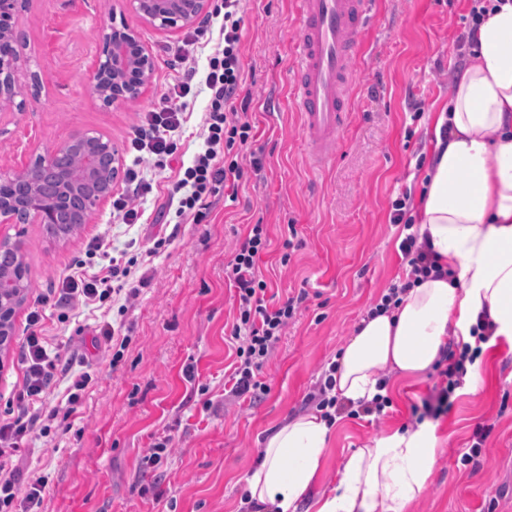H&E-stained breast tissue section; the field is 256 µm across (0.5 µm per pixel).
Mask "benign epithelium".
Segmentation results:
<instances>
[{
	"mask_svg": "<svg viewBox=\"0 0 512 512\" xmlns=\"http://www.w3.org/2000/svg\"><path fill=\"white\" fill-rule=\"evenodd\" d=\"M25 0H0V91L16 90L25 86V71L20 53L13 48L7 37L14 33V22L18 8ZM133 10L158 24L161 29H178L191 21L207 5V0H130ZM104 59L99 61L94 75V91L106 105L122 102L127 99L129 89L143 88L153 71V61L142 46L137 32L126 23L121 27L112 28V33L104 37L102 50ZM98 146L97 153L89 157L92 167H100L104 155H109L112 169H118L117 152L110 142L101 137H93ZM70 144L47 155L39 156L34 161L38 165L40 184L49 189L46 180L49 172L56 166L58 156L66 151ZM22 196L16 190L14 196L0 195V224H49L56 218L61 202L52 201L48 205L31 204L21 207L17 199ZM17 306L0 305V347L1 340L11 335L5 325L12 324Z\"/></svg>",
	"mask_w": 512,
	"mask_h": 512,
	"instance_id": "7a95c632",
	"label": "benign epithelium"
}]
</instances>
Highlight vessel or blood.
<instances>
[{
  "mask_svg": "<svg viewBox=\"0 0 512 512\" xmlns=\"http://www.w3.org/2000/svg\"><path fill=\"white\" fill-rule=\"evenodd\" d=\"M376 0H300L294 100L314 166H321L348 120L359 57Z\"/></svg>",
  "mask_w": 512,
  "mask_h": 512,
  "instance_id": "1",
  "label": "vessel or blood"
}]
</instances>
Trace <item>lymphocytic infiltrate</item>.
<instances>
[{"instance_id": "f902f5d3", "label": "lymphocytic infiltrate", "mask_w": 512, "mask_h": 512, "mask_svg": "<svg viewBox=\"0 0 512 512\" xmlns=\"http://www.w3.org/2000/svg\"><path fill=\"white\" fill-rule=\"evenodd\" d=\"M243 0H224V21L219 28V43L208 60L203 82L210 91V99L203 126V141L191 162L181 166L168 192V203L174 206L177 223L198 217L209 208L210 198L223 190L235 187L243 175L244 165L261 170L258 156L243 159L241 151L251 137L248 103L241 100L242 61L240 56ZM191 76H184L171 85L164 94L160 107L145 114L135 127L130 149L137 158L148 157L156 167L170 162L177 151L183 126L190 107ZM392 223L402 225L405 235L399 244L406 266L405 279L391 284L381 294L375 306L387 308L399 294L418 280L443 277L446 271L427 241L421 240L412 218L406 215V203L394 204ZM269 246L267 228L250 225L225 267V276L235 290L237 314L230 330L234 342L235 363L232 372L233 397L258 399L268 391L258 375L280 342L298 309L308 299L306 291L288 297L277 305L265 301L266 282L256 269L257 260ZM145 277L137 275L132 263L111 256L103 239H93L87 246L86 258L76 271L65 276L59 284V301H73L91 306L108 299L120 300L138 295L145 285ZM43 316L31 311L27 316L30 329L21 346L24 381L16 395L18 402L32 406L42 402L45 392L57 374H68L71 392L67 399V414H74L79 394L90 381L88 373H68L61 354L47 343L42 328ZM469 344L460 343L446 351L435 364L439 377L421 403L413 405L417 420L436 419L447 414L452 397L464 383L465 362L470 358ZM45 484L32 478L20 482L11 460L0 458V512H40Z\"/></svg>"}]
</instances>
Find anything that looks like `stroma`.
Masks as SVG:
<instances>
[{
  "label": "stroma",
  "mask_w": 512,
  "mask_h": 512,
  "mask_svg": "<svg viewBox=\"0 0 512 512\" xmlns=\"http://www.w3.org/2000/svg\"><path fill=\"white\" fill-rule=\"evenodd\" d=\"M379 22L355 62L352 112L331 158L314 169L293 100L292 71L300 18L296 0H248L241 51L253 137L247 152L261 171L245 168L234 197L223 196L198 222L179 225L172 244L152 262V278L125 313L110 311L130 341L121 352L98 340L96 314L75 305L58 321L59 279L85 257L91 239L136 256L161 231L154 216L165 203L171 170L147 169L151 190L139 199L146 223L112 218L103 201L81 230L55 243L40 224H0V238L21 242L32 288L14 321L13 344L0 355V421L20 415L21 345L32 309L63 347L73 371L90 372L75 414L62 416L67 382L55 379L44 411H57L49 436L23 445V472L45 482L43 512H247L246 478L257 465L270 429L306 411V396L334 360L371 304L404 274L401 225L393 203L416 195L420 162L433 146V123L447 102L468 0H378ZM128 23L153 59L136 99L107 106L93 91L103 39ZM23 60L38 74L24 109L0 111V177L20 172L80 135L112 143L129 165V137L142 113L158 108L167 86L181 77L177 55L206 66L218 39L211 29L191 42L193 26L176 31L139 18L129 0H27L15 20ZM422 109H415V102ZM263 224L271 244L258 268L277 302L306 290L309 298L282 336L259 378L269 391L258 401L224 395L234 355L228 333L235 314L224 267L247 225ZM295 247L284 251L285 239ZM194 365V380L183 369ZM438 377H390L391 404L382 417H343L324 454L318 489L337 478L347 456L371 439L415 425L411 407ZM443 440L422 497L410 512H512L503 461L512 457V337L491 341L480 374L457 389L438 420ZM491 426L479 463L464 462L476 425ZM172 439L161 467L160 496L140 495L151 471L141 458L160 437Z\"/></svg>",
  "instance_id": "35a3bbf8"
}]
</instances>
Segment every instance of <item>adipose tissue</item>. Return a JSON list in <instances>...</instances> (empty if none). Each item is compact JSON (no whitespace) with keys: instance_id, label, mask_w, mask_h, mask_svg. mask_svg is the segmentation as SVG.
Here are the masks:
<instances>
[{"instance_id":"adipose-tissue-1","label":"adipose tissue","mask_w":512,"mask_h":512,"mask_svg":"<svg viewBox=\"0 0 512 512\" xmlns=\"http://www.w3.org/2000/svg\"><path fill=\"white\" fill-rule=\"evenodd\" d=\"M435 142L411 207L445 278H427L398 305L361 319L336 359L339 397L372 400L383 372L419 377L431 370L449 337L475 343L480 317L512 336V0L482 21L467 62L434 128ZM332 426L314 409L293 416L265 438L246 479L251 502L269 512H407L427 486L441 442L432 422L396 429L346 458L331 487L316 491Z\"/></svg>"}]
</instances>
